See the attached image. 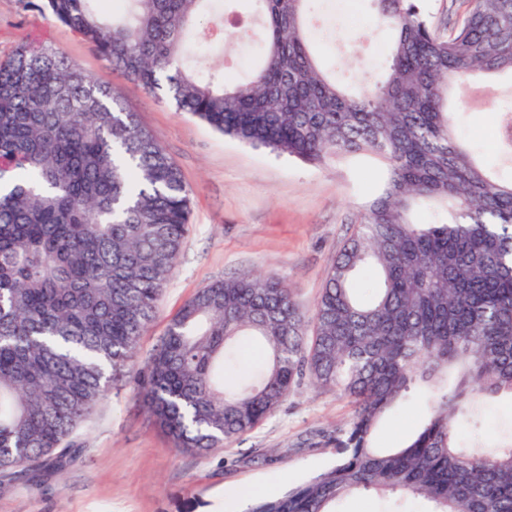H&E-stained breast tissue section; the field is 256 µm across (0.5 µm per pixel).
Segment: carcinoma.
Instances as JSON below:
<instances>
[{
	"label": "carcinoma",
	"mask_w": 512,
	"mask_h": 512,
	"mask_svg": "<svg viewBox=\"0 0 512 512\" xmlns=\"http://www.w3.org/2000/svg\"><path fill=\"white\" fill-rule=\"evenodd\" d=\"M42 0L159 99L255 147L325 166L357 155L386 171L333 260L313 329L278 278L251 272L199 289L155 354L136 360L190 232V190L166 149L112 85L40 38L0 58V472L61 467L69 437L124 373L180 451L254 429L308 377L350 400L323 441L333 466L248 512H336L354 492L427 512H512V443L460 444L459 416L512 394V180L457 136L448 91L474 74L512 75V0H468L434 22L423 0H371L362 26L393 34L389 65L350 93L311 49V0ZM263 27L259 66L203 78L200 22ZM512 154V113L499 123ZM374 273L372 297L354 276ZM256 370L226 374L253 352ZM414 384L428 415L398 448L373 446L380 419Z\"/></svg>",
	"instance_id": "1"
}]
</instances>
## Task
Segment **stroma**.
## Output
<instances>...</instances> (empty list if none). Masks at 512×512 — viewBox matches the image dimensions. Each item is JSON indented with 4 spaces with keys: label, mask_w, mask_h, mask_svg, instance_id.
<instances>
[{
    "label": "stroma",
    "mask_w": 512,
    "mask_h": 512,
    "mask_svg": "<svg viewBox=\"0 0 512 512\" xmlns=\"http://www.w3.org/2000/svg\"><path fill=\"white\" fill-rule=\"evenodd\" d=\"M31 35L109 81L191 190L192 230L139 340L138 361L152 356L170 319L199 288L243 272L283 280L300 311L312 316L363 203L382 186L383 167L368 156L312 166L240 143L112 70L92 45L37 8L0 0V57ZM390 41L389 32L364 28L321 40L319 48L328 67L367 76L386 58ZM477 88L489 97L482 108H462L458 130L489 168L510 178L512 163L498 151L494 131L512 107V77L479 76L453 95L467 99ZM351 414L348 400L304 381L248 434L205 454L181 452L138 402L127 376L74 431L62 469L0 475V512H246L255 498L328 467L335 448L311 439ZM424 416L421 392L411 387L381 419L374 446L399 447ZM456 431L464 445L511 440L512 395L486 399L479 415L458 419Z\"/></svg>",
    "instance_id": "obj_1"
}]
</instances>
